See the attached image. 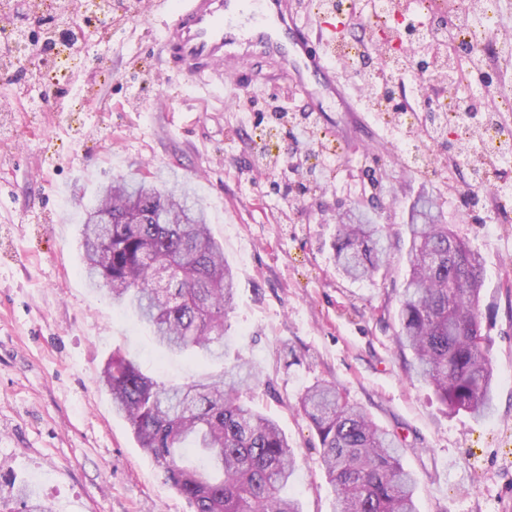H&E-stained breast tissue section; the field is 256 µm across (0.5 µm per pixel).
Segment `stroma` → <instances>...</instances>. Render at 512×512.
<instances>
[{"label":"stroma","mask_w":512,"mask_h":512,"mask_svg":"<svg viewBox=\"0 0 512 512\" xmlns=\"http://www.w3.org/2000/svg\"><path fill=\"white\" fill-rule=\"evenodd\" d=\"M108 27L83 20L64 75L0 61V498L10 485L54 512H191L112 409L100 377L113 352L169 384L220 365L161 348L132 311L83 275L84 207L119 177L192 189L237 274L224 362L259 370L247 396L277 420L297 466L285 492L302 512H334L316 432L298 400L336 383L394 434L417 478L419 512H512V202L465 194L454 151L403 162L383 114L257 82L235 99L159 60L150 0H112ZM437 197L443 223L484 264L482 334L495 410L448 415L397 338L414 204ZM360 205L386 225L387 278L340 276L336 218ZM223 362V363H224Z\"/></svg>","instance_id":"35a3bbf8"}]
</instances>
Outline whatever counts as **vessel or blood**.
<instances>
[{
	"label": "vessel or blood",
	"mask_w": 512,
	"mask_h": 512,
	"mask_svg": "<svg viewBox=\"0 0 512 512\" xmlns=\"http://www.w3.org/2000/svg\"><path fill=\"white\" fill-rule=\"evenodd\" d=\"M301 7L300 0H156L154 13L162 20L160 45L174 73L250 83L261 63L267 80L302 93L316 82L339 96L346 111H356L329 52V36L342 32L345 19L321 14L306 32L297 26Z\"/></svg>",
	"instance_id": "obj_1"
}]
</instances>
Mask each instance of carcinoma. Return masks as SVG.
<instances>
[{
    "mask_svg": "<svg viewBox=\"0 0 512 512\" xmlns=\"http://www.w3.org/2000/svg\"><path fill=\"white\" fill-rule=\"evenodd\" d=\"M442 50L448 85L467 82L478 57L463 59L450 41L436 47ZM417 117L429 136L448 144L451 128L436 125V112ZM407 230L409 271L397 337L414 354L417 379L448 414L487 417L494 409V374L482 346L481 256L440 223L433 197L421 199ZM81 237L89 285L132 309L160 346L175 356L224 358L235 275L190 190L175 194L143 178L114 180L86 209ZM386 240L384 225L359 208L349 210L336 224L338 271L352 280L386 274ZM171 261L177 269L157 279L156 269ZM258 377L238 362L201 380L166 385L115 352L103 381L139 447L192 512H300L282 495L295 471L286 435L243 399ZM298 404L318 436L335 512H418L416 478L404 468L394 436L333 383L307 388ZM15 497L17 512H53L23 488Z\"/></svg>",
    "mask_w": 512,
    "mask_h": 512,
    "instance_id": "cac0c4a2",
    "label": "carcinoma"
}]
</instances>
